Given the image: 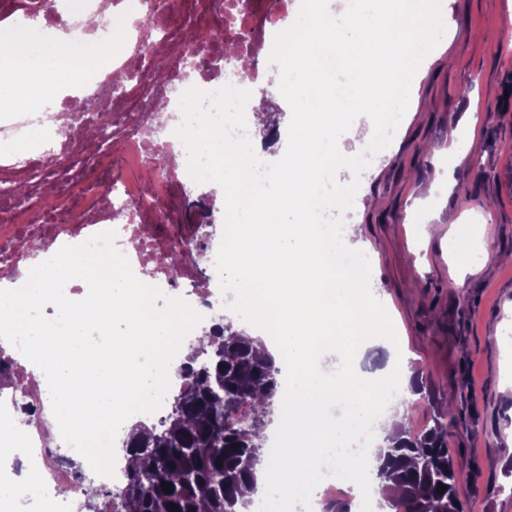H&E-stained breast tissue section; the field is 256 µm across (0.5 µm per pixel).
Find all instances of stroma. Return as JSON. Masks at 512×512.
I'll list each match as a JSON object with an SVG mask.
<instances>
[{"label": "stroma", "instance_id": "obj_1", "mask_svg": "<svg viewBox=\"0 0 512 512\" xmlns=\"http://www.w3.org/2000/svg\"><path fill=\"white\" fill-rule=\"evenodd\" d=\"M445 37L414 79L405 124L362 174L343 215L361 228L371 291L402 342L410 379L422 386L415 429L451 409L448 446L467 486L468 512H512V0H442ZM280 72L256 60L252 99L275 135L269 161L285 152L291 110ZM172 209L185 225L210 221L220 243L224 199L189 183ZM478 225L497 253L463 273L449 255L451 224Z\"/></svg>", "mask_w": 512, "mask_h": 512}]
</instances>
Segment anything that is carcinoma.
Segmentation results:
<instances>
[{
  "mask_svg": "<svg viewBox=\"0 0 512 512\" xmlns=\"http://www.w3.org/2000/svg\"><path fill=\"white\" fill-rule=\"evenodd\" d=\"M226 4L211 16L196 14L193 26L182 30L186 47L199 42L201 32L221 39ZM190 385L176 395L159 426L138 425L123 444L141 460L126 469L121 504L129 512H242L257 489V467L248 460L261 457V417L274 405L280 370L257 340L225 333L214 326L183 362ZM248 402L253 425L238 426L233 414ZM415 403L404 410L398 435H389L379 449L377 478L389 507L403 512H466V483L449 456L447 413L419 431L409 425ZM239 447H234V444ZM172 484L164 491L162 483ZM446 486L443 492L438 485Z\"/></svg>",
  "mask_w": 512,
  "mask_h": 512,
  "instance_id": "cac0c4a2",
  "label": "carcinoma"
}]
</instances>
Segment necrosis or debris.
<instances>
[{"instance_id": "4bbe7bcc", "label": "necrosis or debris", "mask_w": 512, "mask_h": 512, "mask_svg": "<svg viewBox=\"0 0 512 512\" xmlns=\"http://www.w3.org/2000/svg\"><path fill=\"white\" fill-rule=\"evenodd\" d=\"M147 0H79L78 6L53 7L37 0L34 10L19 7L14 21L39 18L49 31L65 33L71 40L97 42L111 47L106 70H92L84 84L90 98L111 91L113 102L103 115L113 137L124 148L110 143L89 146L71 139L68 98L45 95L32 109L0 113V286L21 287L28 274L25 263L33 250L45 251L78 245L95 234L114 231V245L129 261L137 277H148L163 293H177L192 308L202 311L230 304L233 294H222L219 280L200 274V267H214L216 246H209L203 260L186 256L196 236L181 225L158 226L176 188L187 178L186 167H169L152 159L148 150L153 120L145 105L156 97L158 77L115 85L112 71H126L141 53L140 19ZM286 0H269L259 7L249 0L246 8L228 21L226 39L235 49L236 67L224 76L211 77L200 68L199 90L212 93L225 86L241 88L249 58L251 38L274 41L288 25ZM24 152H16L17 144ZM134 209L136 222L114 223L112 212L120 205ZM180 255L177 265L159 263L162 255ZM23 355L11 344H0V409H17L25 397L29 412L26 429L0 440L10 460L0 464V488L10 487L13 512H32V496L48 493L45 512H69L82 497L62 447H50L48 437L58 425L51 409L45 377L27 372Z\"/></svg>"}]
</instances>
